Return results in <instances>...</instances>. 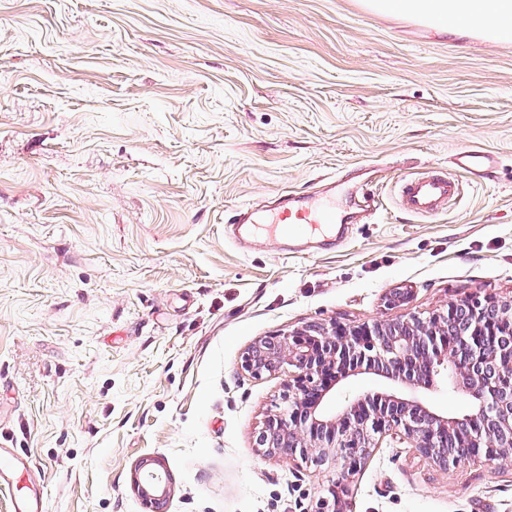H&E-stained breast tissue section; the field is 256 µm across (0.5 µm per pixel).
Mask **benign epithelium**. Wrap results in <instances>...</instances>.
I'll list each match as a JSON object with an SVG mask.
<instances>
[{"label": "benign epithelium", "mask_w": 512, "mask_h": 512, "mask_svg": "<svg viewBox=\"0 0 512 512\" xmlns=\"http://www.w3.org/2000/svg\"><path fill=\"white\" fill-rule=\"evenodd\" d=\"M493 301L508 312L499 327L512 332V299L496 297L467 303L475 328H483L485 305ZM455 307L450 303L425 318L412 315L352 326L309 322L255 341L242 355L241 369L254 378L285 376L281 403L258 431L256 447L267 456L284 455L305 464L320 466L334 459L355 467L366 460L379 438L390 436L446 469L447 456L437 449L447 447L448 430L462 419L431 411L416 390L431 386L440 375L454 386L466 374L470 401L466 418L479 424L492 409L498 427L473 431L462 444L459 460L512 464V349L502 356L501 378L476 375L473 368L487 362L476 334L468 367H463L448 336V318ZM350 372L383 377L392 387L373 395H348L341 409L333 411L329 381ZM134 486L155 500L167 493L165 475L157 470L134 477ZM329 494L332 499H323L319 512H343L344 487L333 486Z\"/></svg>", "instance_id": "7a95c632"}]
</instances>
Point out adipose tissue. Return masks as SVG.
<instances>
[{
    "label": "adipose tissue",
    "instance_id": "1",
    "mask_svg": "<svg viewBox=\"0 0 512 512\" xmlns=\"http://www.w3.org/2000/svg\"><path fill=\"white\" fill-rule=\"evenodd\" d=\"M381 12L418 16L442 32L512 41V0H373Z\"/></svg>",
    "mask_w": 512,
    "mask_h": 512
}]
</instances>
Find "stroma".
<instances>
[{
  "label": "stroma",
  "mask_w": 512,
  "mask_h": 512,
  "mask_svg": "<svg viewBox=\"0 0 512 512\" xmlns=\"http://www.w3.org/2000/svg\"><path fill=\"white\" fill-rule=\"evenodd\" d=\"M459 173L433 217L406 178ZM335 184L343 233L291 252L236 210ZM512 297V42L436 32L364 0H0V448L47 512H512V468L440 469L380 440L360 468L264 455L283 375L257 339ZM418 397L469 411L443 378ZM455 165L471 175L484 178L496 167L495 156L478 147H472L455 158ZM140 467L135 470L134 486L142 494H153V500H162L167 493V482L165 475L157 470H148L140 475ZM138 471V473H137ZM139 474V477H138Z\"/></svg>",
  "instance_id": "stroma-1"
}]
</instances>
